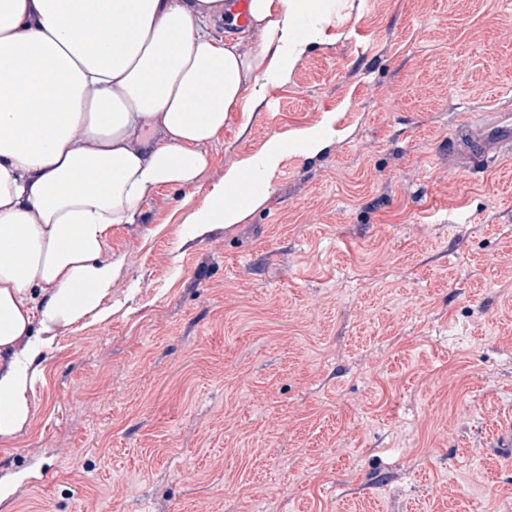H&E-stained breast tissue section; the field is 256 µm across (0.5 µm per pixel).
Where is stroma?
Here are the masks:
<instances>
[{
  "label": "stroma",
  "mask_w": 512,
  "mask_h": 512,
  "mask_svg": "<svg viewBox=\"0 0 512 512\" xmlns=\"http://www.w3.org/2000/svg\"><path fill=\"white\" fill-rule=\"evenodd\" d=\"M512 100V0H354L232 118L192 186L112 231V318L57 336L0 440V512H512V156L460 172L461 114ZM335 119L315 153L298 135ZM258 205L185 236L233 164ZM28 478L15 483L19 471Z\"/></svg>",
  "instance_id": "stroma-1"
}]
</instances>
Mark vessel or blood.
I'll list each match as a JSON object with an SVG mask.
<instances>
[{
	"instance_id": "1",
	"label": "vessel or blood",
	"mask_w": 512,
	"mask_h": 512,
	"mask_svg": "<svg viewBox=\"0 0 512 512\" xmlns=\"http://www.w3.org/2000/svg\"><path fill=\"white\" fill-rule=\"evenodd\" d=\"M448 151L461 156L466 171L497 162L512 151V108L498 105L466 114L448 136Z\"/></svg>"
}]
</instances>
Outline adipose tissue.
<instances>
[{"instance_id":"ef3b65f1","label":"adipose tissue","mask_w":512,"mask_h":512,"mask_svg":"<svg viewBox=\"0 0 512 512\" xmlns=\"http://www.w3.org/2000/svg\"><path fill=\"white\" fill-rule=\"evenodd\" d=\"M327 0H0V439L33 415L36 370L60 332L112 315L114 228L165 186L193 185L231 113L250 121L325 41ZM283 145L231 166L187 237L237 223Z\"/></svg>"}]
</instances>
